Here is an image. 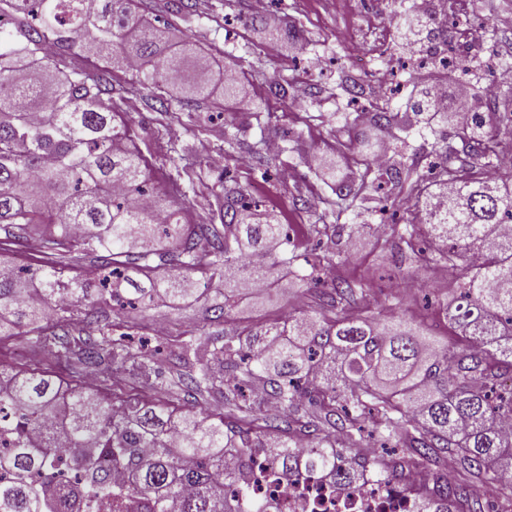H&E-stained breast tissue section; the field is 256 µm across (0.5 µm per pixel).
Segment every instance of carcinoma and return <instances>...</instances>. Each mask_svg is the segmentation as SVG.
<instances>
[{
    "label": "carcinoma",
    "mask_w": 512,
    "mask_h": 512,
    "mask_svg": "<svg viewBox=\"0 0 512 512\" xmlns=\"http://www.w3.org/2000/svg\"><path fill=\"white\" fill-rule=\"evenodd\" d=\"M2 14L13 23L0 28V229L14 233L0 246L18 245L26 229L39 228L51 265L40 277L0 270V336L32 337L55 374L0 369V435L13 444L0 449V512H125L131 499L142 512H283L282 501L249 494L255 458L270 445L267 463L287 481L356 484L360 473L344 464L353 455L387 482H401L406 468L431 472L433 488L415 494L418 512H483L477 481L499 489L500 512H512V483L499 481L512 473V437L501 429L512 417V385L505 384L512 381V237L499 230L512 221V173L489 177L500 137L512 136V96L490 105L476 99L479 118L443 138L444 159L457 139L480 157L478 169L445 164L432 183L394 160L379 173L422 205L437 253L426 261L455 270L458 294L444 314L465 345H448L397 312L369 318L349 309L353 285L335 279L320 289V311L258 323L245 334L211 338L201 329L183 337L173 395L217 401L229 414L183 410L123 392L126 378L155 376L156 361L133 350L130 334L112 335L94 310L110 302L146 309L196 302L208 293L194 277L201 272L225 281L207 308L221 319L238 305L243 279L269 287L291 267L283 226L236 184L224 186L218 202L222 228L206 234L157 201L141 206L144 194H156L152 163L116 122L123 100L113 83L168 84L183 76L191 48L168 51L134 0H0ZM397 33L448 41L438 22L409 14L399 15ZM48 43L56 44L51 56L42 54ZM185 93L160 99L161 111H183L210 95L204 84ZM336 95L346 100L345 119L356 122L360 112L348 111L358 101L355 85H336ZM362 110L381 130L411 127L412 114L426 117L418 135L436 132L438 112L425 98L409 114L388 100ZM450 185L455 199L445 208L438 198ZM366 190L338 185L325 213L335 223L316 234L338 228ZM73 224L81 237L69 235ZM164 240L174 245L169 259L158 254ZM74 251L105 253L95 285L65 279ZM476 251L485 262L475 276L469 259ZM89 367L98 374L93 389L66 378ZM257 379L265 401L285 414L269 413L254 397ZM102 385L112 387V401ZM304 396L310 408L298 416ZM299 436L308 447L297 445ZM227 455L236 466L225 468ZM449 461L456 464L451 479ZM114 471L122 484H114Z\"/></svg>",
    "instance_id": "cac0c4a2"
}]
</instances>
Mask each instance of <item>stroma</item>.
I'll return each mask as SVG.
<instances>
[{
	"instance_id": "obj_1",
	"label": "stroma",
	"mask_w": 512,
	"mask_h": 512,
	"mask_svg": "<svg viewBox=\"0 0 512 512\" xmlns=\"http://www.w3.org/2000/svg\"><path fill=\"white\" fill-rule=\"evenodd\" d=\"M147 2L151 17L166 25L170 36L219 56L244 84L243 97L223 108L216 87L220 77L210 73V98L175 115L159 111L154 85L128 94L123 122L132 140L142 152L165 155L153 173L157 190H164L177 173L188 172L191 178L193 191L169 201L182 223H213L214 196L223 192L225 178H233L288 226L294 270L307 273L317 257L341 252L332 274L354 283L353 307H392L453 340L443 311L453 286L447 265L419 262L397 232L378 235L384 204L378 195L367 194L357 201L354 214L343 216L351 236L314 232L336 180L355 186L375 178L360 143H396L369 124L346 123L343 103L336 97L337 83L346 81L360 86L363 101L387 99L376 75L396 70L403 55L385 21L389 0H270L269 12L279 24L276 38L265 34L263 20L253 19L251 8L239 0H187L185 11L177 0ZM274 75L287 77L293 95L303 97L300 108H293V96L272 93L269 79ZM179 140L189 143L188 153L172 152ZM300 296L310 308H318L317 289L295 279L284 289L254 291L220 322L209 321L203 300L180 311L163 307L157 317L167 323L168 332L151 336L150 342L167 344L203 325L215 333H239L283 315Z\"/></svg>"
}]
</instances>
